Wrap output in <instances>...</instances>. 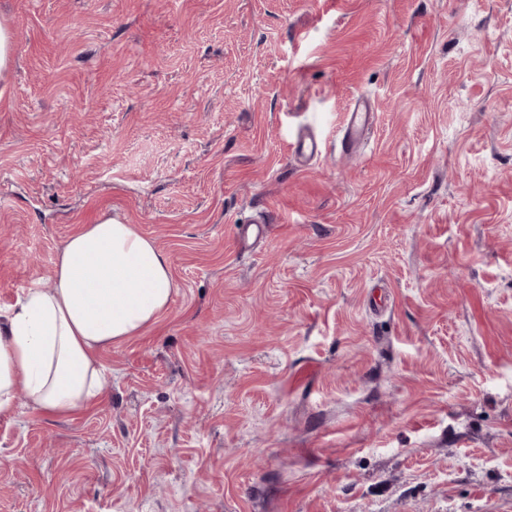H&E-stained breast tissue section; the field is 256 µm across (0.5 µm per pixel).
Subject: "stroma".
<instances>
[{
	"instance_id": "obj_1",
	"label": "stroma",
	"mask_w": 512,
	"mask_h": 512,
	"mask_svg": "<svg viewBox=\"0 0 512 512\" xmlns=\"http://www.w3.org/2000/svg\"><path fill=\"white\" fill-rule=\"evenodd\" d=\"M0 23V310L107 216L176 285L97 350L100 400L0 417V512H512V0H0ZM373 121V113L361 103L351 113L348 128L343 134L340 144L342 150L351 149L353 145L369 129Z\"/></svg>"
}]
</instances>
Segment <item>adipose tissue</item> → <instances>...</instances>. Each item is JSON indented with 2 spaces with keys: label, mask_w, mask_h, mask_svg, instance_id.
I'll list each match as a JSON object with an SVG mask.
<instances>
[{
  "label": "adipose tissue",
  "mask_w": 512,
  "mask_h": 512,
  "mask_svg": "<svg viewBox=\"0 0 512 512\" xmlns=\"http://www.w3.org/2000/svg\"><path fill=\"white\" fill-rule=\"evenodd\" d=\"M54 287L34 280L22 304L0 316V415L18 395L64 415L98 400L92 353L136 335L169 305V261L132 225L108 218L87 225L59 251Z\"/></svg>",
  "instance_id": "obj_1"
}]
</instances>
